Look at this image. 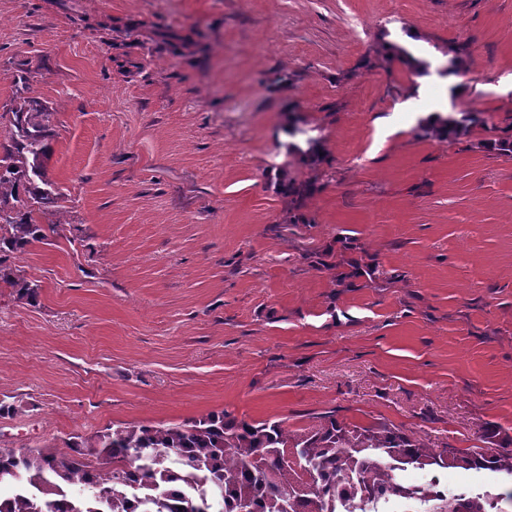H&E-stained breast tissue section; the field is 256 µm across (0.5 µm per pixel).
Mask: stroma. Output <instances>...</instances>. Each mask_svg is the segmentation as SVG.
<instances>
[{
	"instance_id": "obj_1",
	"label": "stroma",
	"mask_w": 512,
	"mask_h": 512,
	"mask_svg": "<svg viewBox=\"0 0 512 512\" xmlns=\"http://www.w3.org/2000/svg\"><path fill=\"white\" fill-rule=\"evenodd\" d=\"M20 73L67 201L10 261L37 302L0 282V446L221 410L512 444V0H0V106Z\"/></svg>"
}]
</instances>
